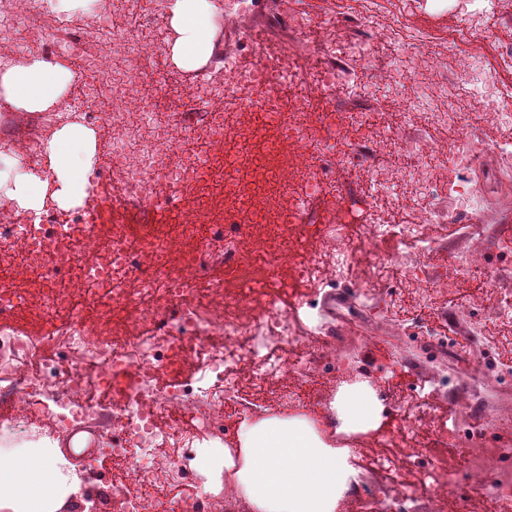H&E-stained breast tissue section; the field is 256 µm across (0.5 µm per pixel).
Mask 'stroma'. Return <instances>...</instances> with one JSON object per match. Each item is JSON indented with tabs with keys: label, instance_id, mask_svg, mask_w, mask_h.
<instances>
[{
	"label": "stroma",
	"instance_id": "stroma-1",
	"mask_svg": "<svg viewBox=\"0 0 512 512\" xmlns=\"http://www.w3.org/2000/svg\"><path fill=\"white\" fill-rule=\"evenodd\" d=\"M291 4L314 17L309 41H351L348 21L366 11L373 27L398 22L405 38L431 32L416 59L417 80H425L436 61L451 70L457 67L443 40L458 16L453 11L436 12L430 0H291ZM328 14L335 17V28L322 24ZM488 162L504 170L502 190L487 197L471 221L461 223L452 215L447 223L430 227L434 245L423 254L415 240L400 236L365 242L362 222L370 205L366 187L389 177L390 170L386 158L352 155L350 170L342 171L336 182L339 203L349 215L336 238L350 242L352 270L332 287L296 285L283 304L295 323L315 316L322 335L335 338L343 360L336 364L319 360V377L298 376L300 390L307 395L304 403L282 405L276 388H269L256 410L230 420L228 446L236 445L244 422L283 411L322 413L335 388L363 379L374 386L383 406L382 424L365 434L334 438L337 447L350 449L355 456L361 472L356 495L367 496L379 483L373 459L380 452L400 463L406 483L418 482L433 471L463 472L453 449L452 423L460 415L473 422L493 417L499 426L487 430V441L512 442V376L498 377L493 372L502 346L487 332L471 331L476 324L487 331L496 327L494 314L500 300L512 295V158L495 155ZM474 250L481 255L480 267L458 272L462 256ZM394 253L405 263L423 257L433 279H447L448 286L435 306L416 303L404 272L370 282L373 263ZM444 333L452 338V345L437 344V337ZM441 376L454 380L453 390L438 385Z\"/></svg>",
	"mask_w": 512,
	"mask_h": 512
}]
</instances>
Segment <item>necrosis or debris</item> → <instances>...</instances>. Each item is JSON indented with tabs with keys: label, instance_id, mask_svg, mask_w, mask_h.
Wrapping results in <instances>:
<instances>
[{
	"label": "necrosis or debris",
	"instance_id": "necrosis-or-debris-1",
	"mask_svg": "<svg viewBox=\"0 0 512 512\" xmlns=\"http://www.w3.org/2000/svg\"><path fill=\"white\" fill-rule=\"evenodd\" d=\"M500 0H467L447 50L456 54L465 42L485 39L482 21ZM167 0H94L87 19L54 11L49 0H0V17L14 21L9 36L17 58L35 48L57 58L79 57L84 84L79 97L51 112H16L0 120V145L13 149L33 173L43 171L49 135L78 124L95 131L106 158L88 201L72 209L46 203L42 209L0 208V446L29 443H88L80 472L78 512H239V492L229 482L211 489L195 465L201 448L223 449L230 414L253 409L248 390H264L271 378L316 371V356L335 357L336 346L317 342L310 330L291 326L280 303L285 294L275 268L290 267L300 279L335 282L345 271L349 249L336 244V227H321V248L296 255L279 237L268 238L266 255L248 259L258 227L251 199L268 183H277L284 200L330 195L336 181L328 157L313 140L300 115L311 93L352 103L394 94L407 111L427 118V132L416 133L411 149L419 157L401 172V182L418 195L413 224H369L366 241L394 233L422 239L426 225L447 222L445 202L480 209L481 194L467 177L475 158L512 153V45L500 46L495 65L464 58L454 72L435 67L432 85L418 84L408 72L415 65L417 43L397 49L384 82L358 81L328 41L306 38L310 18L280 13L275 0H239L225 11L224 33L243 43L255 24L281 38L286 53L312 54L315 72L262 65L239 69L236 52L221 66L197 78L199 109L166 112L181 95L180 72L150 79L141 55L166 47ZM302 93L285 116L295 152L235 165L233 193L238 204L216 219L209 208L224 189L223 159L234 151L237 110L257 109V90L272 91L285 81ZM154 86L145 98V82ZM224 99L220 110L208 98ZM510 129V136L487 141L474 132L463 106ZM191 152L179 147L182 137ZM448 167L457 180L433 189L436 170ZM117 182L113 207L143 211L175 210V195H195L194 210L181 214L167 231L139 225L135 233L105 228L89 200L101 185ZM238 281L228 296L224 283L208 280L213 267ZM36 285V295L14 288L16 271ZM265 298L264 314L240 317L238 309L254 297ZM37 314L43 327L24 320ZM429 512H465L456 481L404 486L394 499L379 501V512H411L415 501Z\"/></svg>",
	"mask_w": 512,
	"mask_h": 512
}]
</instances>
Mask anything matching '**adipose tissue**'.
I'll return each instance as SVG.
<instances>
[{"label":"adipose tissue","mask_w":512,"mask_h":512,"mask_svg":"<svg viewBox=\"0 0 512 512\" xmlns=\"http://www.w3.org/2000/svg\"><path fill=\"white\" fill-rule=\"evenodd\" d=\"M222 0H169L174 38L171 58L180 67L204 66L215 49V19ZM72 79L68 68L38 56L0 73V96L12 107L43 111L63 94ZM54 184L41 181L15 155L0 151V197L24 210L42 208L46 198L59 205L79 203L95 163L92 130L72 124L56 131L47 145ZM328 418L338 434L365 433L382 420L376 391L368 383L340 389ZM350 451L323 435L319 422L306 415H270L245 425L237 451L201 454L204 471H233L250 512H337L355 485ZM73 483L70 474L44 466L32 448L0 453V512H61Z\"/></svg>","instance_id":"ef3b65f1"}]
</instances>
